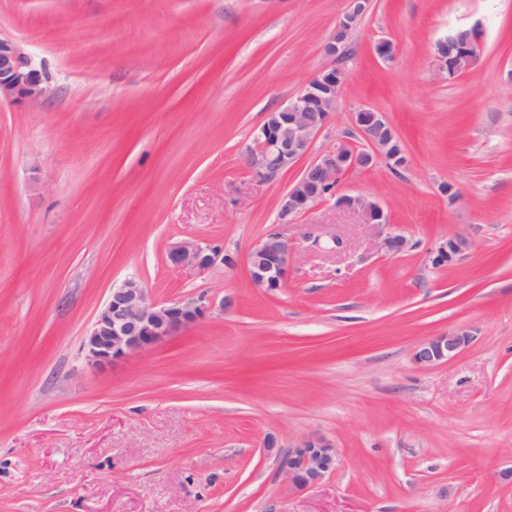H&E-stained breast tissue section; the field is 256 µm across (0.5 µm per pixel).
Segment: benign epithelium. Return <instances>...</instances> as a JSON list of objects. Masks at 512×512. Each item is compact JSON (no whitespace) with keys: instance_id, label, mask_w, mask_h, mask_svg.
Instances as JSON below:
<instances>
[{"instance_id":"1","label":"benign epithelium","mask_w":512,"mask_h":512,"mask_svg":"<svg viewBox=\"0 0 512 512\" xmlns=\"http://www.w3.org/2000/svg\"><path fill=\"white\" fill-rule=\"evenodd\" d=\"M369 3L370 0H348L347 9L338 18L334 33L323 48L327 64L286 105L266 113L246 154L248 168L257 177L273 179L295 167L309 153L313 138L329 123L344 83L339 60ZM444 43L443 39L435 43L433 55L438 71H451L449 78L453 79L457 70L463 71L476 61L481 33L476 26L468 28L465 37L455 42L456 65L452 68L448 67V56L439 51ZM46 94L44 80L32 58L17 41L0 37V101H36ZM353 124L363 146L341 141L302 168L280 200L282 223H291L292 217L321 201L324 187L336 186L346 174L367 169L379 158L394 168L407 164L405 151L384 113L361 108L353 113ZM336 206L361 216L363 223L373 230L378 251L398 256L410 248L405 236L391 230L387 214L378 202L361 195H341L336 199ZM466 246L465 240L450 238L439 248L437 258L450 262ZM291 259L288 240L275 230L269 232L248 255L251 282L267 293L279 290L287 279ZM167 260L172 265L190 266L201 273L218 262L229 263L221 249L197 242L171 245ZM210 309L209 300L203 295L158 302L138 279L130 277L112 289L85 335V359L92 365L114 364L205 319ZM471 339L470 333L463 330L435 336L416 348L413 360L422 367L442 364L468 346ZM336 461V448L327 439L312 436L302 440L285 463L289 486L301 489L319 482L334 469Z\"/></svg>"}]
</instances>
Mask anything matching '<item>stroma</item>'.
I'll return each instance as SVG.
<instances>
[{
  "mask_svg": "<svg viewBox=\"0 0 512 512\" xmlns=\"http://www.w3.org/2000/svg\"><path fill=\"white\" fill-rule=\"evenodd\" d=\"M347 5L0 0V35L49 87L0 104V512H512V0H371L349 41L310 153L360 145L354 108L387 114L407 166L377 160L336 191L383 206L412 243L395 257L330 197L281 223L296 171L245 162ZM473 25L477 62L441 79L434 43ZM273 230L293 259L267 293L247 258ZM451 236L467 249L437 262ZM183 240L233 262L173 266ZM130 277L214 307L89 366L83 338ZM458 329L467 349L415 364ZM311 435L338 460L298 491L282 466ZM470 333L457 330L430 338L421 343L413 354V360L422 367L442 364L450 360L470 343Z\"/></svg>",
  "mask_w": 512,
  "mask_h": 512,
  "instance_id": "35a3bbf8",
  "label": "stroma"
}]
</instances>
